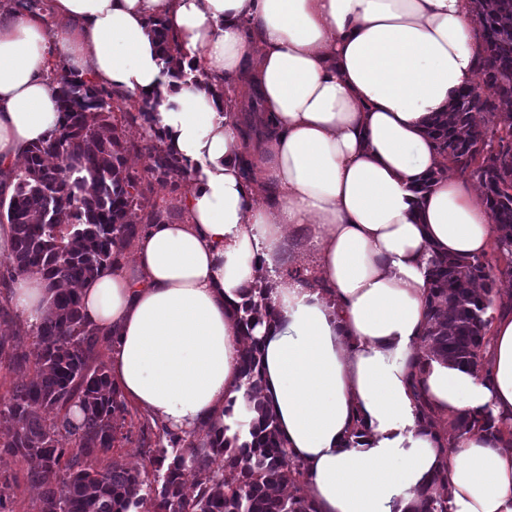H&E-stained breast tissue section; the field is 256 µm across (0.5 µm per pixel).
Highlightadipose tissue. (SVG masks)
<instances>
[{
    "mask_svg": "<svg viewBox=\"0 0 512 512\" xmlns=\"http://www.w3.org/2000/svg\"><path fill=\"white\" fill-rule=\"evenodd\" d=\"M185 50L163 71L149 22ZM471 0H49L0 11V190L61 121L53 60L155 105L151 132L191 177L185 218L147 226L132 263L79 290L88 327L112 339L125 399L176 432L246 435L236 311L258 279L271 319L260 397L303 465L317 512H415L448 470L450 512H512V448L481 434L442 449L438 424L488 409L512 429V310L493 304L485 371L417 345L427 261L487 254L498 236L477 183L450 177L427 134L456 90L478 82ZM253 85L258 112L224 114L215 86ZM251 155L254 179L239 159ZM431 187L424 197L416 190ZM315 247L322 288L286 275V233ZM5 296L27 326L48 313L39 274Z\"/></svg>",
    "mask_w": 512,
    "mask_h": 512,
    "instance_id": "obj_1",
    "label": "adipose tissue"
}]
</instances>
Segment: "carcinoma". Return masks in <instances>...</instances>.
Returning a JSON list of instances; mask_svg holds the SVG:
<instances>
[{
    "label": "carcinoma",
    "instance_id": "cac0c4a2",
    "mask_svg": "<svg viewBox=\"0 0 512 512\" xmlns=\"http://www.w3.org/2000/svg\"><path fill=\"white\" fill-rule=\"evenodd\" d=\"M484 57L479 81L490 91L480 109L473 88L459 89L448 111L433 114L427 133L443 166L477 181L491 220L500 227L495 263L482 256L429 258L427 327L422 343L451 364L479 370L489 343L493 284L512 280V0H473ZM167 73L180 77L182 47L161 21L152 24ZM59 126L27 154L15 172L10 196L0 197V217L12 230L9 273L35 272L47 283L49 311L28 331L34 350L20 338L0 337V364L34 367L27 382L0 397V454L28 463L27 479L41 488L37 512H315L302 493L305 472L288 457L273 414L259 398L260 350L252 335L269 315L267 289L242 309L245 345L241 373L257 418L248 439L233 447L224 436L202 441L158 428L149 456L152 473L101 455L129 439L123 432L132 415L122 391L100 360L110 340L86 327L75 286L112 268L136 238L141 225L169 217L150 206L140 223L129 212L153 191L152 182H175L185 175L178 158L147 136L128 142L112 113L144 128L154 105L128 104L112 89L68 74L59 80ZM134 150L147 160L151 181L127 167ZM79 406L81 422L71 418ZM460 436L474 431L498 438L503 430L486 411H466L452 419ZM195 480L184 481L185 471ZM447 470L421 494L418 512H449Z\"/></svg>",
    "mask_w": 512,
    "mask_h": 512
}]
</instances>
